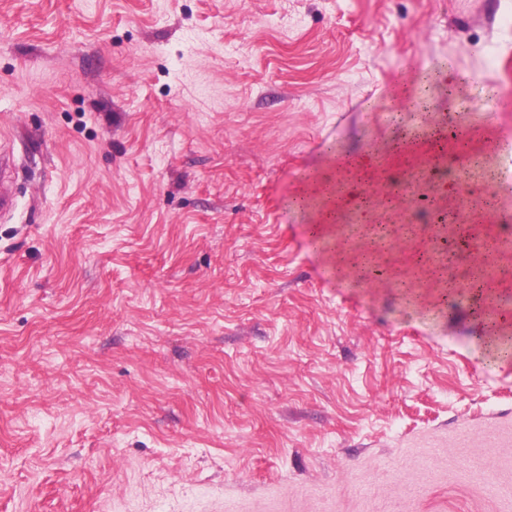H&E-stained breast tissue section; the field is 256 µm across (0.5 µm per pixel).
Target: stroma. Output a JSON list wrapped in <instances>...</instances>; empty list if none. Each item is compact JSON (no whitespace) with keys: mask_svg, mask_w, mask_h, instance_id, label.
Masks as SVG:
<instances>
[{"mask_svg":"<svg viewBox=\"0 0 512 512\" xmlns=\"http://www.w3.org/2000/svg\"><path fill=\"white\" fill-rule=\"evenodd\" d=\"M428 74L496 179L344 212L392 277L462 194L512 213V0H0V512H512V357L426 275L333 277L291 204Z\"/></svg>","mask_w":512,"mask_h":512,"instance_id":"obj_1","label":"stroma"}]
</instances>
